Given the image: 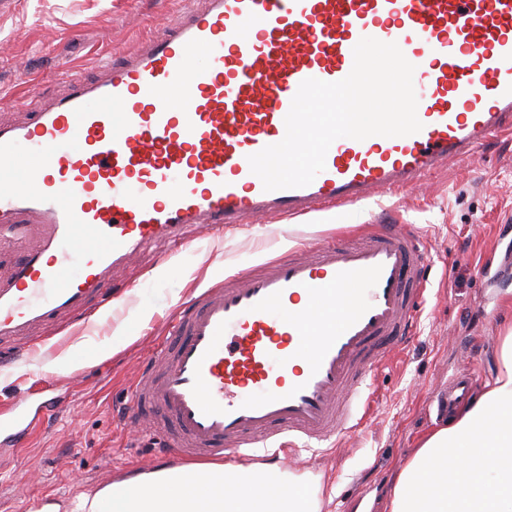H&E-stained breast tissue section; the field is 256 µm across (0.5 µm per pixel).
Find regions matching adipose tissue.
I'll return each instance as SVG.
<instances>
[{
	"label": "adipose tissue",
	"mask_w": 512,
	"mask_h": 512,
	"mask_svg": "<svg viewBox=\"0 0 512 512\" xmlns=\"http://www.w3.org/2000/svg\"><path fill=\"white\" fill-rule=\"evenodd\" d=\"M496 373L401 465L385 512H512V329ZM307 478L269 464L158 468L40 512H321Z\"/></svg>",
	"instance_id": "1"
}]
</instances>
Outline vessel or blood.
I'll list each match as a JSON object with an SVG mask.
<instances>
[{"mask_svg": "<svg viewBox=\"0 0 512 512\" xmlns=\"http://www.w3.org/2000/svg\"><path fill=\"white\" fill-rule=\"evenodd\" d=\"M364 37L414 65L421 130L339 138L310 185L264 190L249 156L284 138L302 81L350 73ZM63 81L0 123V244L38 237L0 281V343L20 351L32 326L119 301L112 274L138 251L410 189L511 133L512 0H183L100 79ZM428 264L413 228L376 224L204 289L146 358L125 424L179 460L320 446L411 337ZM472 387L449 377L441 406ZM30 429L0 419L8 447Z\"/></svg>", "mask_w": 512, "mask_h": 512, "instance_id": "b4317fda", "label": "vessel or blood"}]
</instances>
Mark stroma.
Segmentation results:
<instances>
[{"label":"stroma","mask_w":512,"mask_h":512,"mask_svg":"<svg viewBox=\"0 0 512 512\" xmlns=\"http://www.w3.org/2000/svg\"><path fill=\"white\" fill-rule=\"evenodd\" d=\"M181 0H0V119L19 123L31 88L56 92L64 73L95 76L149 35L165 31ZM375 224L415 227L430 258L415 334L374 379L371 411L337 449L301 452L279 467L319 480L321 512H383L397 467L420 437L440 425L435 395L457 371L490 380L500 338L512 327V134L492 139L472 159L452 164L413 190L355 207L285 220L252 217L203 233L175 253L141 252L120 273L127 291L117 307L98 305L84 323L34 327L41 348L0 366V411L27 416L54 397L23 447L0 461V512H38L81 491L158 467L157 435L127 430L145 358L178 306L220 276L237 275L310 243ZM146 328L118 352L93 363H62L79 340L111 343L121 330Z\"/></svg>","instance_id":"1"}]
</instances>
